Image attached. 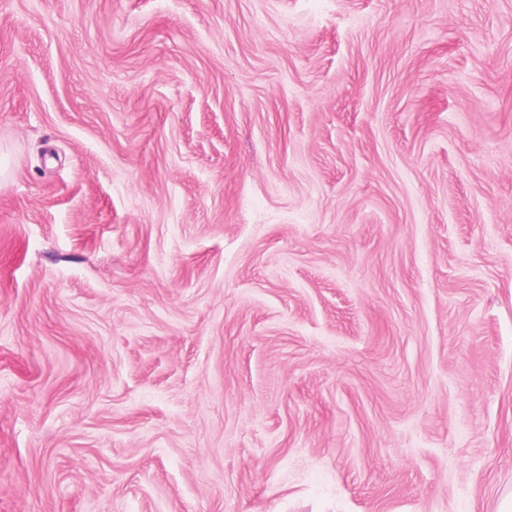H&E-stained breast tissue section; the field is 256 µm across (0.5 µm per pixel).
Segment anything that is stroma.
<instances>
[{
    "label": "stroma",
    "mask_w": 512,
    "mask_h": 512,
    "mask_svg": "<svg viewBox=\"0 0 512 512\" xmlns=\"http://www.w3.org/2000/svg\"><path fill=\"white\" fill-rule=\"evenodd\" d=\"M512 0H0V512H499Z\"/></svg>",
    "instance_id": "1"
}]
</instances>
